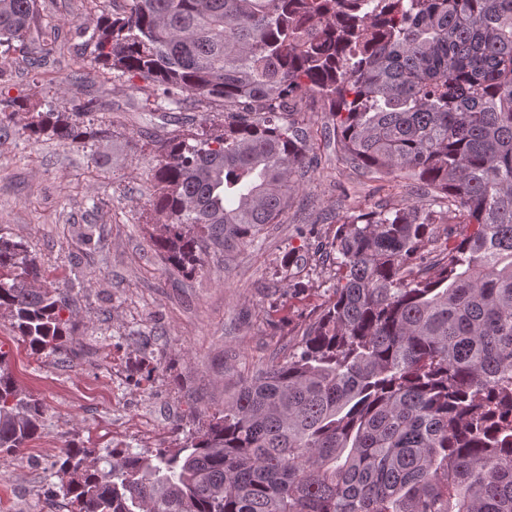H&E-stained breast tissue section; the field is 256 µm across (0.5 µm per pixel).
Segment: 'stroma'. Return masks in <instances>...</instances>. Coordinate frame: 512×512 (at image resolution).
Listing matches in <instances>:
<instances>
[{
	"label": "stroma",
	"mask_w": 512,
	"mask_h": 512,
	"mask_svg": "<svg viewBox=\"0 0 512 512\" xmlns=\"http://www.w3.org/2000/svg\"><path fill=\"white\" fill-rule=\"evenodd\" d=\"M126 0H38L43 21L0 53V101L36 96L60 112L92 104L101 139L77 146L16 131L0 143V231L24 240L48 280L71 289L67 349L35 355L0 311V350L20 389L46 406L41 438L0 457V512H66L51 464L78 446L101 456L127 446L172 448L224 409L237 377L283 356L332 295L334 268L317 247L354 207L429 196L359 176L325 143L320 108L299 116L320 165L302 178L281 223L270 224L232 259L211 252L191 274L165 263V221L152 207L150 136L222 127L216 109H138L134 80L100 85L89 31ZM56 51L39 83L26 59L43 40Z\"/></svg>",
	"instance_id": "obj_1"
}]
</instances>
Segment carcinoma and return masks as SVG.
I'll return each instance as SVG.
<instances>
[{
  "label": "carcinoma",
  "mask_w": 512,
  "mask_h": 512,
  "mask_svg": "<svg viewBox=\"0 0 512 512\" xmlns=\"http://www.w3.org/2000/svg\"><path fill=\"white\" fill-rule=\"evenodd\" d=\"M0 0V46L38 25ZM102 83L143 110L224 109V129L156 135L167 263L192 273L278 224L317 166L293 115H329L341 157L443 207L360 208L325 250L333 298L283 360L239 379L175 449L55 462L69 512H512V0H131L91 35ZM22 130L82 144L77 114L15 103ZM453 224L444 245L433 225ZM0 232V309L32 353L67 339L72 299ZM0 351V455L44 403Z\"/></svg>",
  "instance_id": "cac0c4a2"
}]
</instances>
